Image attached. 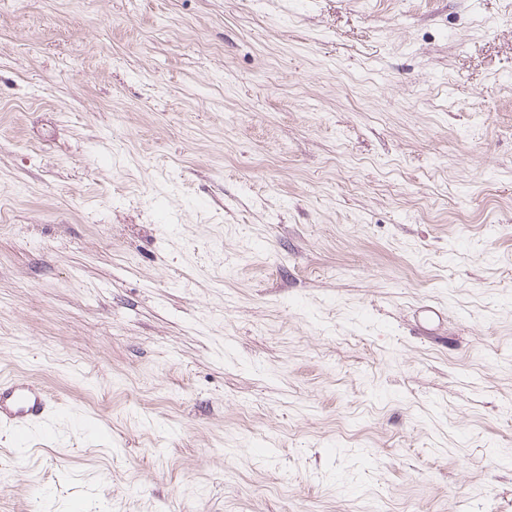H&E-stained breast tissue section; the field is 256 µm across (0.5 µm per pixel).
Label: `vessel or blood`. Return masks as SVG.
<instances>
[{
  "instance_id": "vessel-or-blood-1",
  "label": "vessel or blood",
  "mask_w": 512,
  "mask_h": 512,
  "mask_svg": "<svg viewBox=\"0 0 512 512\" xmlns=\"http://www.w3.org/2000/svg\"><path fill=\"white\" fill-rule=\"evenodd\" d=\"M52 410L44 391L13 378H0V426L14 429L19 439H26L27 429L47 420Z\"/></svg>"
}]
</instances>
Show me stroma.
Returning a JSON list of instances; mask_svg holds the SVG:
<instances>
[{
	"label": "stroma",
	"instance_id": "obj_1",
	"mask_svg": "<svg viewBox=\"0 0 512 512\" xmlns=\"http://www.w3.org/2000/svg\"><path fill=\"white\" fill-rule=\"evenodd\" d=\"M0 512H512V0H0ZM47 394L27 382L0 378V426L17 431L24 442L26 430L48 419L53 406Z\"/></svg>",
	"mask_w": 512,
	"mask_h": 512
}]
</instances>
